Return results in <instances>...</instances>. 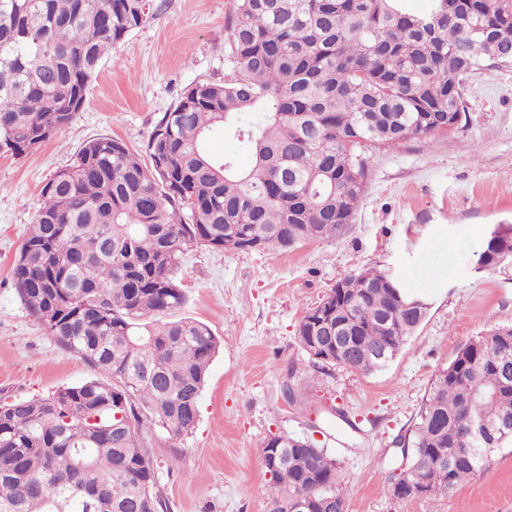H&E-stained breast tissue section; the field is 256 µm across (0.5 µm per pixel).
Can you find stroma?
Wrapping results in <instances>:
<instances>
[{
	"label": "stroma",
	"instance_id": "35a3bbf8",
	"mask_svg": "<svg viewBox=\"0 0 512 512\" xmlns=\"http://www.w3.org/2000/svg\"><path fill=\"white\" fill-rule=\"evenodd\" d=\"M234 0H152V19L115 45L81 112L36 150L0 153V401L42 397L94 378L21 302L12 267L54 172L99 136L143 152L158 119L195 83L230 73ZM464 127L449 138L411 139L370 157L363 202L345 235L291 250L191 248L172 318L209 325L220 341L194 433L168 446L144 427V446L170 512H268L261 446L272 433L319 439L341 470L346 512H512V447L472 476L426 498L395 500L399 435L411 428L432 380L458 349L512 323V264L478 272L487 229L512 224V68L473 76ZM394 271L427 315L380 371L342 365L314 373L295 340L299 320L337 281L367 267ZM314 375L286 405V379ZM349 425L337 426L331 407Z\"/></svg>",
	"mask_w": 512,
	"mask_h": 512
}]
</instances>
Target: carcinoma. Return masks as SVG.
Masks as SVG:
<instances>
[{"label":"carcinoma","mask_w":512,"mask_h":512,"mask_svg":"<svg viewBox=\"0 0 512 512\" xmlns=\"http://www.w3.org/2000/svg\"><path fill=\"white\" fill-rule=\"evenodd\" d=\"M235 0L232 74L186 88L146 144L149 163L98 137L42 189L14 261L32 317L99 377L0 405V512H168L140 441L157 423L169 447L197 428L220 342L165 320L185 295L188 250H290L342 233L366 189L363 152L451 137L466 82L512 67V0ZM151 0H0V151L20 156L65 128L112 47L151 18ZM221 127L252 165L207 149ZM512 253V224L484 235L474 268ZM399 278L369 267L336 283L296 329L313 365L373 373L426 317ZM512 323L472 337L423 400L399 486L439 491L512 447ZM262 443L268 512H345L336 459L312 440Z\"/></svg>","instance_id":"obj_1"}]
</instances>
